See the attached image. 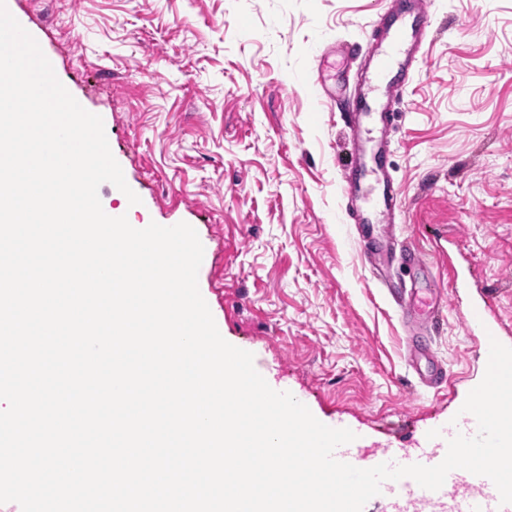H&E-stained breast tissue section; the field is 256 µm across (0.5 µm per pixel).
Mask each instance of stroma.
I'll return each instance as SVG.
<instances>
[{"label":"stroma","instance_id":"stroma-1","mask_svg":"<svg viewBox=\"0 0 512 512\" xmlns=\"http://www.w3.org/2000/svg\"><path fill=\"white\" fill-rule=\"evenodd\" d=\"M54 72L102 117L140 184L129 223L186 222L209 242L198 286L224 338L325 418L407 441L483 378L465 309L492 298L512 347V0H428L435 25L392 131L398 222L455 254L434 347L456 383L424 391L371 280L338 188L343 124L307 77L365 44L391 0H21Z\"/></svg>","mask_w":512,"mask_h":512}]
</instances>
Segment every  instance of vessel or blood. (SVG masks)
I'll return each instance as SVG.
<instances>
[{
    "label": "vessel or blood",
    "mask_w": 512,
    "mask_h": 512,
    "mask_svg": "<svg viewBox=\"0 0 512 512\" xmlns=\"http://www.w3.org/2000/svg\"><path fill=\"white\" fill-rule=\"evenodd\" d=\"M431 25L425 0H394L388 15L375 26L364 52L348 49V56L358 64L353 80L330 85L319 67L309 75L307 85L316 100L336 108L344 125L343 155L337 166L346 212L357 228L366 265L406 329L405 365L422 386L440 393L448 388V370L437 356L430 333L445 312L446 298L435 284L425 253L399 231L396 217L402 210L401 192L381 164L390 149L386 133L394 108L424 61L423 47ZM396 262L425 275V286L388 278L386 269ZM491 317L487 307H469L465 314L467 335L485 339L496 334ZM459 432L476 434L472 414H461L454 422L440 420L426 425L409 448L391 442L370 446L362 433L352 443L338 447L335 456L360 468L383 462L433 466L443 460L448 439ZM381 496L388 512H512V504H501L489 478L463 469L452 470L436 491L421 489L410 478L388 480L382 484Z\"/></svg>",
    "instance_id": "1"
}]
</instances>
